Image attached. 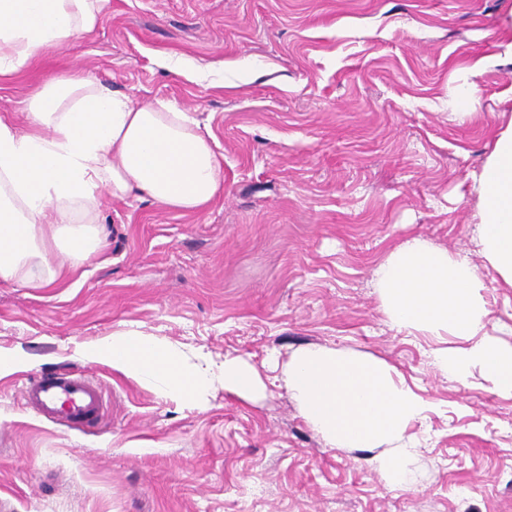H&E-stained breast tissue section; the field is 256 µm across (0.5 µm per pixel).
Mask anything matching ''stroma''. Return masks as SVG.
Returning <instances> with one entry per match:
<instances>
[{"instance_id": "35a3bbf8", "label": "stroma", "mask_w": 512, "mask_h": 512, "mask_svg": "<svg viewBox=\"0 0 512 512\" xmlns=\"http://www.w3.org/2000/svg\"><path fill=\"white\" fill-rule=\"evenodd\" d=\"M512 0H109L101 25L0 75V117L25 128L52 77L195 113L224 158L200 214L104 198L107 246L50 288L0 285V512H512V399L461 384L433 352L457 337L393 328L373 284L396 247L469 254L512 344V288L472 243L471 175L512 121ZM191 68L194 78L181 75ZM476 87L469 116L458 87ZM134 330L185 354L241 356L264 391L214 384L197 403L78 356ZM309 346L393 366L431 403L410 424L416 481L375 450L331 448L277 376ZM71 367L106 401L94 427L27 413L28 375Z\"/></svg>"}]
</instances>
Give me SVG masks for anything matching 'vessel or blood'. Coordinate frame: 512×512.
<instances>
[{"label":"vessel or blood","mask_w":512,"mask_h":512,"mask_svg":"<svg viewBox=\"0 0 512 512\" xmlns=\"http://www.w3.org/2000/svg\"><path fill=\"white\" fill-rule=\"evenodd\" d=\"M21 402L41 419L72 429L95 425L104 412L97 385L85 373L66 369L30 377L21 391Z\"/></svg>","instance_id":"b4317fda"}]
</instances>
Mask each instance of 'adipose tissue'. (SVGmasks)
<instances>
[{"label": "adipose tissue", "instance_id": "ef3b65f1", "mask_svg": "<svg viewBox=\"0 0 512 512\" xmlns=\"http://www.w3.org/2000/svg\"><path fill=\"white\" fill-rule=\"evenodd\" d=\"M107 0H0V74L26 68L34 54L94 31ZM26 130L0 120V284L55 285L105 242L104 197L130 196L185 214L202 213L224 191L220 155L199 122L173 103L141 105L87 78H51L32 96ZM474 182L480 206L473 242L512 287V122ZM394 328L465 340L435 352L440 370L465 383L480 374L512 397V346L486 337L489 310L468 256L422 239L390 252L374 272ZM83 357L145 386L195 401L214 383L248 398L261 389L240 357L215 361L133 331L86 346ZM282 380L308 424L333 448H376L393 483H412L416 452L405 439L424 421L427 399L393 377L383 361L349 351L295 352Z\"/></svg>", "mask_w": 512, "mask_h": 512}]
</instances>
